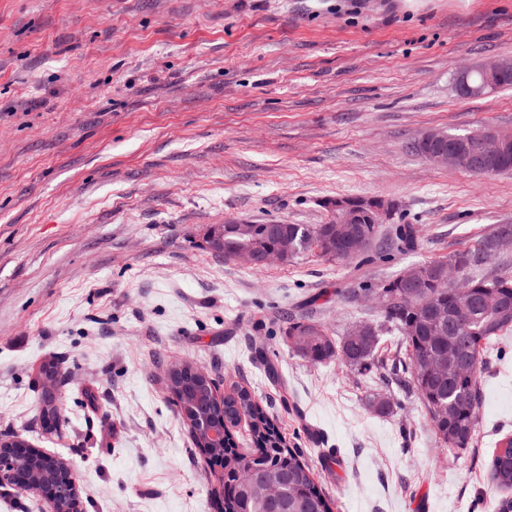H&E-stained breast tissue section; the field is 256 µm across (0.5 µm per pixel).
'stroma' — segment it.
I'll return each instance as SVG.
<instances>
[{
  "label": "stroma",
  "mask_w": 512,
  "mask_h": 512,
  "mask_svg": "<svg viewBox=\"0 0 512 512\" xmlns=\"http://www.w3.org/2000/svg\"><path fill=\"white\" fill-rule=\"evenodd\" d=\"M498 57L512 58V0H0V432L66 458L82 512H217L167 387L192 363L219 394L250 393L334 512H493L512 331L461 451L394 375L311 363L288 327L381 323L375 299L342 289L512 224V172L412 148L431 129H512V89H456ZM341 195L392 201L417 248L257 271L206 246L228 221L326 223L322 201ZM50 361L66 380L47 431L33 390Z\"/></svg>",
  "instance_id": "35a3bbf8"
}]
</instances>
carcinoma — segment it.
Instances as JSON below:
<instances>
[{
	"label": "carcinoma",
	"instance_id": "cac0c4a2",
	"mask_svg": "<svg viewBox=\"0 0 512 512\" xmlns=\"http://www.w3.org/2000/svg\"><path fill=\"white\" fill-rule=\"evenodd\" d=\"M491 173L499 174L512 171V144L490 163ZM360 230L368 239V247L360 256V263H368L383 256L384 247L393 246L399 251H411L415 248L414 229L410 224H383V216L365 212L361 217ZM325 224H259L254 235L241 238L235 233L234 225H224V258L231 259L241 250L264 252L278 249L281 237H288L291 254L288 261L315 251L314 243L318 238L327 236ZM511 234V224H499L486 236L473 245L456 250L448 256L424 263L428 275L421 292L428 300L438 303L439 309L446 310L453 301V294L444 295L435 287L436 280L448 275V265L456 264L464 268L462 289L472 301L468 321L455 328L453 337L438 343V335L433 315L425 308L411 302L398 301L404 292V284L395 276L380 285H364L356 290L347 291L346 297L353 298L356 292L375 293L381 299L383 322L390 332L401 337L406 345L407 361L402 364L407 374L405 386L417 395L426 411L433 406L448 408L452 418L451 427L471 434L468 441L457 445L448 436V425L432 424L434 434L444 448L464 450L474 441L479 426V412L485 389L484 373L486 353L491 342L503 332L512 328V318H493L486 306L491 296H497L505 303L512 304V272L499 273L495 276H474L472 272L482 268L489 257L495 253L493 243L500 234ZM413 328V335L406 334L407 327ZM311 332L307 351L315 363L331 359H346L361 373L372 372V354L355 358L345 352L344 338L329 333V329L317 321L300 318L288 327V335L293 336L302 331ZM455 347V352L463 362L469 361L473 352H478L471 370L461 371L448 367L439 376L425 380L416 374L414 355H440L448 353V347ZM170 390L181 405L188 401L195 414L206 417L210 422L224 426H235L241 416L251 419V434L258 449L263 452L265 464L287 476L285 498L276 508V512H333V502L314 480L313 473L301 459L300 455L288 448L284 438L276 430L262 407L252 400L244 389H237L224 397L223 406H218L214 399L216 383L199 382L191 377L179 375L170 384ZM193 440L197 448L205 449V455L224 460V512H267L261 504L243 505L233 481L237 472L256 464L257 456L240 452L234 447L231 438H226L224 447L208 448L204 437L194 432ZM490 478L495 486L503 490L512 489V438L501 444L493 453L489 464Z\"/></svg>",
	"mask_w": 512,
	"mask_h": 512
}]
</instances>
